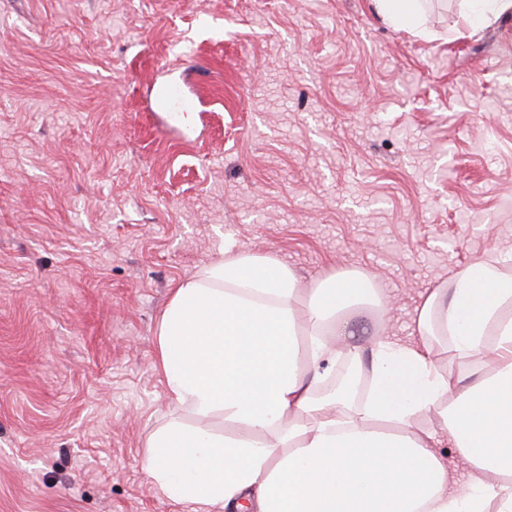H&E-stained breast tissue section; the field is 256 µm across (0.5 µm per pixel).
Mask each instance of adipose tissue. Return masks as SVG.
Returning a JSON list of instances; mask_svg holds the SVG:
<instances>
[{"label": "adipose tissue", "instance_id": "1", "mask_svg": "<svg viewBox=\"0 0 512 512\" xmlns=\"http://www.w3.org/2000/svg\"><path fill=\"white\" fill-rule=\"evenodd\" d=\"M373 2L393 26L425 23L424 0ZM381 305L363 275L301 290L272 254L228 250L178 283L157 329L168 397L243 431L168 425L145 471L178 501L245 498L253 512H512V277L475 261L427 293L417 343L382 335L368 355L352 352L369 363L371 389L350 412L320 364L352 312ZM434 336L449 337L466 374L440 367ZM421 414L438 429L417 427Z\"/></svg>", "mask_w": 512, "mask_h": 512}]
</instances>
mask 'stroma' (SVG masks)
I'll return each mask as SVG.
<instances>
[{
  "label": "stroma",
  "mask_w": 512,
  "mask_h": 512,
  "mask_svg": "<svg viewBox=\"0 0 512 512\" xmlns=\"http://www.w3.org/2000/svg\"><path fill=\"white\" fill-rule=\"evenodd\" d=\"M429 36L372 0H0V512H192L145 472L174 406L172 288L225 245L303 287L362 274L408 337L422 295L512 276V13ZM198 103L177 130L159 86Z\"/></svg>",
  "instance_id": "obj_1"
}]
</instances>
